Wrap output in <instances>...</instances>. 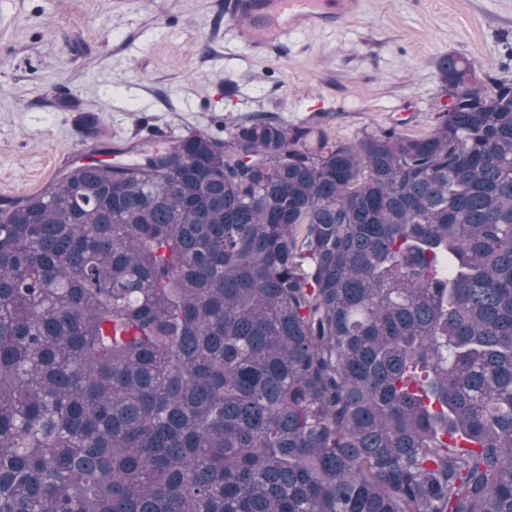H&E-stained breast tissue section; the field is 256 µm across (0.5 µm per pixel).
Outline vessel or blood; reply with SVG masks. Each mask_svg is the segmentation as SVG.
Instances as JSON below:
<instances>
[{
    "mask_svg": "<svg viewBox=\"0 0 512 512\" xmlns=\"http://www.w3.org/2000/svg\"><path fill=\"white\" fill-rule=\"evenodd\" d=\"M359 8L360 0H224V16L239 22L244 44L266 51L279 50L301 30L336 28Z\"/></svg>",
    "mask_w": 512,
    "mask_h": 512,
    "instance_id": "b4317fda",
    "label": "vessel or blood"
}]
</instances>
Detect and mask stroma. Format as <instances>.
<instances>
[{
  "mask_svg": "<svg viewBox=\"0 0 512 512\" xmlns=\"http://www.w3.org/2000/svg\"><path fill=\"white\" fill-rule=\"evenodd\" d=\"M450 53L512 77L498 0H363L336 33L293 35L277 56L239 41L222 0H0V202L97 155L128 161L191 129L225 137L255 113L333 141L394 122L423 133ZM64 97L99 116L97 138Z\"/></svg>",
  "mask_w": 512,
  "mask_h": 512,
  "instance_id": "stroma-1",
  "label": "stroma"
}]
</instances>
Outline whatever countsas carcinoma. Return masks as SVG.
<instances>
[{"label":"carcinoma","instance_id":"1","mask_svg":"<svg viewBox=\"0 0 512 512\" xmlns=\"http://www.w3.org/2000/svg\"><path fill=\"white\" fill-rule=\"evenodd\" d=\"M436 69L0 204V512H512V80Z\"/></svg>","mask_w":512,"mask_h":512}]
</instances>
